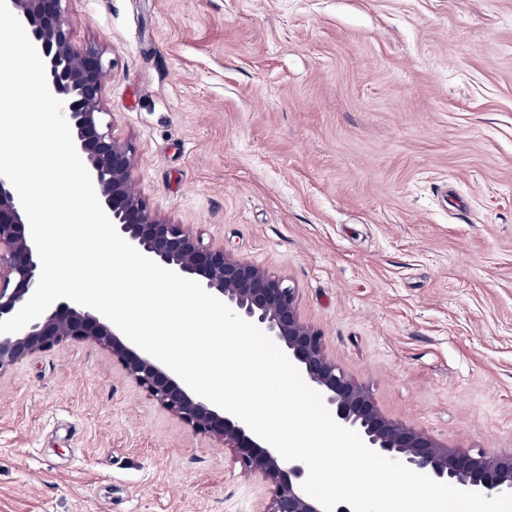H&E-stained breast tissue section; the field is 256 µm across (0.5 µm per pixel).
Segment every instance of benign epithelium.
Returning a JSON list of instances; mask_svg holds the SVG:
<instances>
[{
  "label": "benign epithelium",
  "instance_id": "1",
  "mask_svg": "<svg viewBox=\"0 0 512 512\" xmlns=\"http://www.w3.org/2000/svg\"><path fill=\"white\" fill-rule=\"evenodd\" d=\"M65 0H7L45 64L50 92L63 114L97 197L118 233L143 255L194 279L242 318L256 324L298 367L333 417L356 430L376 452L415 472L487 497L512 492V454L439 445L423 431L392 421L370 390L352 381L324 350L323 336L300 317L296 289L243 257L204 243L186 224L153 211L134 185V146L106 120L105 51L76 47ZM41 262L17 191L0 177V320L16 314L35 291ZM69 342L108 349L125 375L195 434L214 437L234 452L245 473L260 475L272 494L265 512H323L302 489L305 464L285 461L239 419L196 395L164 364L128 340L100 313L60 299L17 333H0V372Z\"/></svg>",
  "mask_w": 512,
  "mask_h": 512
}]
</instances>
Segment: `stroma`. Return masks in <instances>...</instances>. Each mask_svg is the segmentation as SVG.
<instances>
[{
  "label": "stroma",
  "instance_id": "35a3bbf8",
  "mask_svg": "<svg viewBox=\"0 0 512 512\" xmlns=\"http://www.w3.org/2000/svg\"><path fill=\"white\" fill-rule=\"evenodd\" d=\"M149 206L287 278L389 419L512 453V0H67ZM65 343L0 372V512H264Z\"/></svg>",
  "mask_w": 512,
  "mask_h": 512
}]
</instances>
